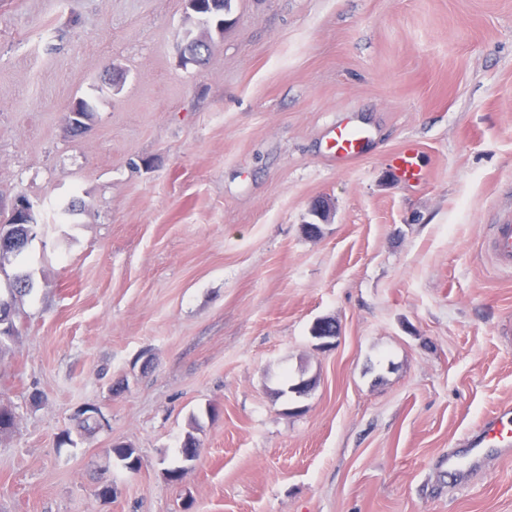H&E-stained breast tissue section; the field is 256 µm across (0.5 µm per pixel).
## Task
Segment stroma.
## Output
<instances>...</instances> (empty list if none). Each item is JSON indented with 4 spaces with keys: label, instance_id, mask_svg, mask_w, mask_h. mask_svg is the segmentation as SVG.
<instances>
[{
    "label": "stroma",
    "instance_id": "1",
    "mask_svg": "<svg viewBox=\"0 0 512 512\" xmlns=\"http://www.w3.org/2000/svg\"><path fill=\"white\" fill-rule=\"evenodd\" d=\"M227 20L0 0V216L23 197L38 222L0 272L33 281L0 339V512H512V456L446 462L512 403V274L482 247L512 208V0H232ZM345 122L371 138L340 166ZM409 145L418 181L393 164Z\"/></svg>",
    "mask_w": 512,
    "mask_h": 512
}]
</instances>
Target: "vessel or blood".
<instances>
[{"label": "vessel or blood", "instance_id": "vessel-or-blood-1", "mask_svg": "<svg viewBox=\"0 0 512 512\" xmlns=\"http://www.w3.org/2000/svg\"><path fill=\"white\" fill-rule=\"evenodd\" d=\"M367 141L365 129L349 124L340 125L336 128L331 149L337 161L349 164L363 157ZM486 249L499 269L512 271V212L504 214L493 225ZM492 450L504 456L512 454L511 406L500 407L478 429L467 434L458 449L449 451V473L461 474L472 470Z\"/></svg>", "mask_w": 512, "mask_h": 512}]
</instances>
